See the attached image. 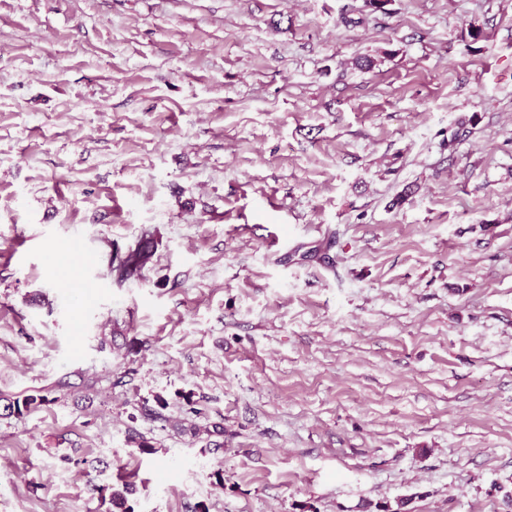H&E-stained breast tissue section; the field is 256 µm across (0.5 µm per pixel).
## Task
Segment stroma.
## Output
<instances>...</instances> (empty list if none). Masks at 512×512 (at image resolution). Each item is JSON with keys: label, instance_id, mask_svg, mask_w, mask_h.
Listing matches in <instances>:
<instances>
[{"label": "stroma", "instance_id": "stroma-1", "mask_svg": "<svg viewBox=\"0 0 512 512\" xmlns=\"http://www.w3.org/2000/svg\"><path fill=\"white\" fill-rule=\"evenodd\" d=\"M30 395L0 512H512V0H0ZM152 251L143 242L125 253L116 250L109 261L112 272H116L117 280L123 282L138 274L150 261Z\"/></svg>", "mask_w": 512, "mask_h": 512}]
</instances>
